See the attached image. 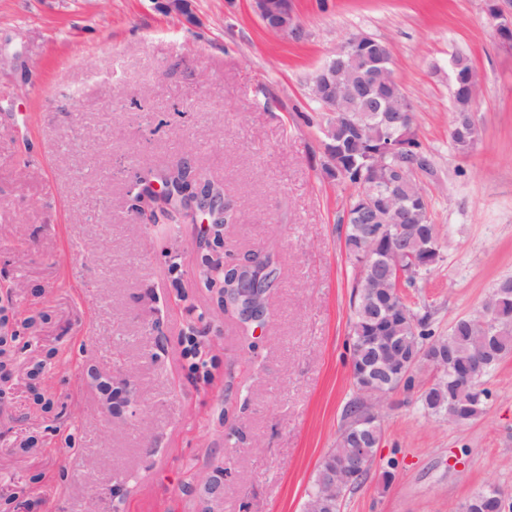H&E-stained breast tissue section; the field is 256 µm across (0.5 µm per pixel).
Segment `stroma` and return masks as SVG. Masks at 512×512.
Returning a JSON list of instances; mask_svg holds the SVG:
<instances>
[{"instance_id":"stroma-1","label":"stroma","mask_w":512,"mask_h":512,"mask_svg":"<svg viewBox=\"0 0 512 512\" xmlns=\"http://www.w3.org/2000/svg\"><path fill=\"white\" fill-rule=\"evenodd\" d=\"M0 0V292L19 320L0 399V512H303L353 395L344 250L350 191L322 175L309 79L350 34L387 42L431 171L442 262L409 297L447 335L512 278V50L485 0H294L301 37L251 0ZM479 77V139L455 150L451 62ZM193 159L241 212L224 247L277 253L265 328L245 333L197 274L203 224H141L142 166ZM179 264L173 282L171 264ZM34 327H24L30 316ZM137 392L108 414L85 376L116 352ZM50 358L33 385L25 366ZM463 426L416 394L378 405L383 434L342 512H454L512 493V355Z\"/></svg>"}]
</instances>
